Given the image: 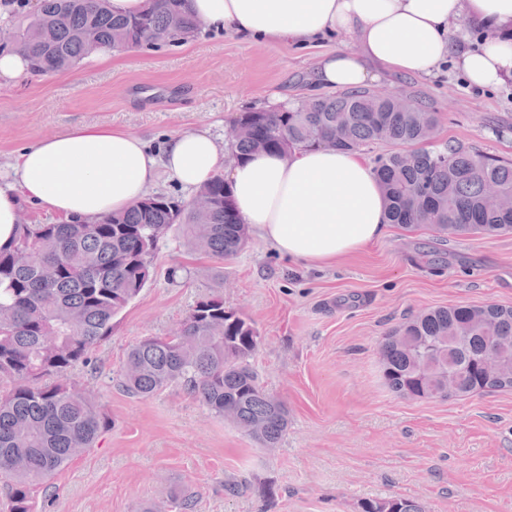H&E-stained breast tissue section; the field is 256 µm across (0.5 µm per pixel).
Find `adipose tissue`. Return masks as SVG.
Masks as SVG:
<instances>
[{"mask_svg":"<svg viewBox=\"0 0 512 512\" xmlns=\"http://www.w3.org/2000/svg\"><path fill=\"white\" fill-rule=\"evenodd\" d=\"M204 28L240 38L317 45L345 33L358 51L323 54L315 84L355 90L389 75L428 76L449 54L448 22L486 27L482 47L455 60L478 87L512 76V0H190ZM188 188L226 172L244 224L285 258L314 266L362 250L386 229L383 193L358 153L299 149L227 160L203 129L171 136L162 151L118 128L83 126L25 149L0 175V247L23 202L93 224L144 197L160 172Z\"/></svg>","mask_w":512,"mask_h":512,"instance_id":"ef3b65f1","label":"adipose tissue"}]
</instances>
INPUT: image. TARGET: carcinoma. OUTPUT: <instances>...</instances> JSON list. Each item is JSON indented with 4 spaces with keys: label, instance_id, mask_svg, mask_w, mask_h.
I'll list each match as a JSON object with an SVG mask.
<instances>
[{
    "label": "carcinoma",
    "instance_id": "1",
    "mask_svg": "<svg viewBox=\"0 0 512 512\" xmlns=\"http://www.w3.org/2000/svg\"><path fill=\"white\" fill-rule=\"evenodd\" d=\"M97 33V49L162 48L201 32L187 0H148L141 13L117 17L108 0H36L28 26L12 48L29 60V73L75 66L91 54L82 38ZM235 123L255 126L267 152L299 147L390 149L373 159L386 199L387 223L429 226L444 235L512 233V208H490L489 193L512 197V161L461 143L432 149L438 113L409 97L400 104L370 90L303 98L270 111L242 112ZM250 136L228 144L232 158L262 150ZM195 201L148 194L95 224H18L0 247V481L10 488L8 512H34L33 489L93 447L112 420L68 374L90 359L122 312L151 279V257L170 230L220 260L247 243V225L218 175ZM259 334L246 318L224 310V299L199 300L179 328L133 345L121 386L149 397L182 384L209 412L242 430L258 447L277 445L288 430V410L259 382L252 359ZM383 378L409 399L512 389V306L454 305L409 320L380 344ZM492 360L497 370L484 363ZM255 422L261 431L251 432ZM360 512H422L413 499L364 500Z\"/></svg>",
    "mask_w": 512,
    "mask_h": 512
}]
</instances>
